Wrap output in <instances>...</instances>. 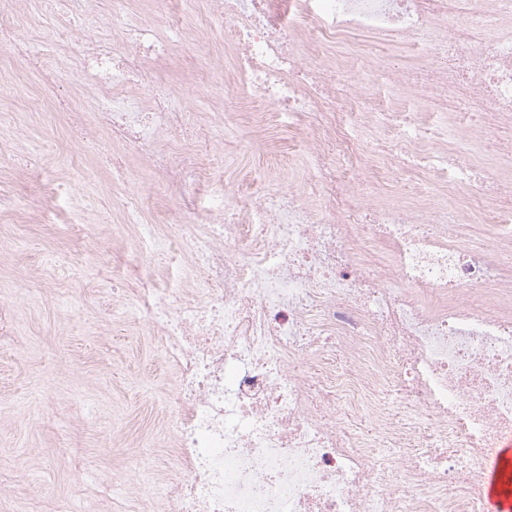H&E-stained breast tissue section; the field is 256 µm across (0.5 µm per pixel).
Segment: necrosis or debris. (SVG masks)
<instances>
[{
    "instance_id": "obj_1",
    "label": "necrosis or debris",
    "mask_w": 512,
    "mask_h": 512,
    "mask_svg": "<svg viewBox=\"0 0 512 512\" xmlns=\"http://www.w3.org/2000/svg\"><path fill=\"white\" fill-rule=\"evenodd\" d=\"M478 5L485 33L472 44L442 0H224V102L247 91L253 127L276 113L306 130L315 201L266 189L245 201V223L216 209L201 225L192 207L156 222L139 195L123 198L139 253H170L176 227L202 279L196 300L147 275L124 303L161 337L180 381L179 473L130 472L148 493L132 512H484V462L512 437V180L490 181L483 163L444 147L473 138L512 156L501 137L512 130V0ZM129 6L112 0V24L132 52L96 35L81 58L106 103L96 124L151 159L159 197L188 199L199 155L161 138L190 132L197 112L122 98L153 86L175 53L126 25ZM356 33L371 42L354 57L342 47ZM424 39L438 52L393 66L391 50ZM363 77L429 104L454 96L470 122L380 108L360 95ZM366 127L379 137L354 140ZM375 162L423 172L451 208L423 184L346 195L345 180ZM452 212L457 223L481 215L488 241H460ZM358 414L370 430L349 425Z\"/></svg>"
}]
</instances>
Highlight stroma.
I'll list each match as a JSON object with an SVG mask.
<instances>
[{"label":"stroma","instance_id":"obj_1","mask_svg":"<svg viewBox=\"0 0 512 512\" xmlns=\"http://www.w3.org/2000/svg\"><path fill=\"white\" fill-rule=\"evenodd\" d=\"M179 18L182 42L155 90L204 115L208 175L197 205L275 185L308 198V145L296 128L280 116L252 127L245 100L238 114L224 110L228 28L220 0H196ZM90 30L111 32L110 0H92L72 36L49 45L17 30V43L54 52L62 75L53 94L31 78L21 95L0 100L16 121L0 130V183L26 217L16 224L0 213V297L12 300L18 317L14 342L0 347V512H56L95 483V473L82 471L88 461L119 480L136 469L176 473L167 422L175 370L149 327L124 318L121 302L107 308L96 295L115 282L135 287L149 265L120 222V202L137 192L155 210L156 176L148 160L112 142L71 163L58 147L61 128L47 118L60 96L79 112L98 106L72 56Z\"/></svg>","mask_w":512,"mask_h":512}]
</instances>
